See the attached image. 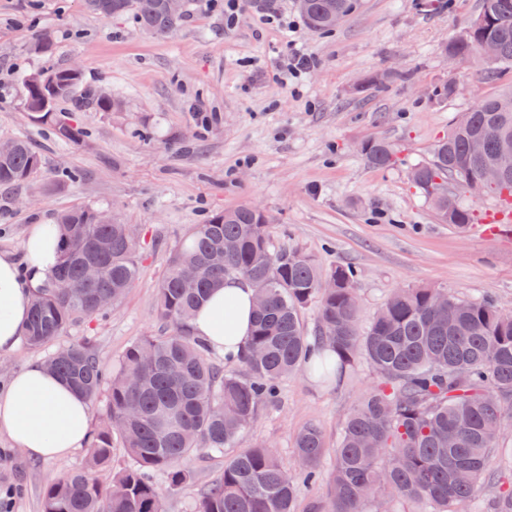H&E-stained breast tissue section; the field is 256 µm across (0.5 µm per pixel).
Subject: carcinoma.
I'll return each mask as SVG.
<instances>
[{"label":"carcinoma","instance_id":"1","mask_svg":"<svg viewBox=\"0 0 512 512\" xmlns=\"http://www.w3.org/2000/svg\"><path fill=\"white\" fill-rule=\"evenodd\" d=\"M85 5L102 18L132 14L143 31L158 36L172 33L179 22L163 0ZM355 7V0H305L302 14L309 28L325 33ZM480 14L483 27H467L444 52L469 58L479 54L481 42L494 41L497 57L482 74L495 81L512 71V0H482ZM51 73L59 91L48 111H38L40 100L28 83L23 105L57 139L84 138L82 128L60 114L64 101L77 98L99 112L118 109L112 97L82 85V75L69 68L53 67ZM477 137L484 142L480 156L470 151ZM504 137L512 138V92L483 98L435 146L432 160L415 166L413 184L441 223H472V212L444 190V179L469 189L470 179L496 158ZM13 144L10 153L0 154V187L23 183L42 169L29 142ZM363 156L375 168L395 163L394 148L384 139L365 142ZM98 213L81 206L58 214L59 261L49 281L34 289L27 347L38 349L72 324L106 312L98 298L109 296L115 305L136 281L135 227L99 224ZM92 260L101 268L94 284L84 274ZM227 279L249 281L264 299L254 312L248 351L238 359L245 377L224 373L212 351L189 334L197 307ZM354 279L350 266L323 271L299 250L274 248L267 216L254 207L215 211L193 225L172 249L157 287V319L171 333L132 341L108 380L87 341L66 343L45 360L90 403L107 394V415L92 435L87 467L47 486L42 512H164L153 473L163 471L169 487H181L191 478L185 461L236 441L258 407L274 401L281 380L304 368L330 383L356 357L372 368L376 381L343 423L328 505L317 503L311 512H370L368 505L381 501L384 512H392L399 500L417 501L425 505L423 512H467L485 487L500 482L489 460L512 418V316L491 300L427 286L399 288L362 330ZM324 280L336 287L320 288ZM439 291L447 296L441 307L433 302ZM315 298L320 325L310 336L301 313ZM115 435L131 463L104 485L96 472L111 463ZM294 448L293 471L265 445L225 460L222 478L203 491L197 512H295L298 485L318 478L316 467L326 452L321 428H301Z\"/></svg>","mask_w":512,"mask_h":512}]
</instances>
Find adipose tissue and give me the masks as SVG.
I'll use <instances>...</instances> for the list:
<instances>
[{"mask_svg": "<svg viewBox=\"0 0 512 512\" xmlns=\"http://www.w3.org/2000/svg\"><path fill=\"white\" fill-rule=\"evenodd\" d=\"M57 237L56 225L30 228L25 278L11 256L0 254V354L13 352L21 342L33 290L58 263ZM253 300L249 283L226 280L197 309L190 330L214 351L240 355L250 341ZM90 424L89 402L41 363H30L0 391V435L31 457L60 458L83 447L90 438Z\"/></svg>", "mask_w": 512, "mask_h": 512, "instance_id": "obj_1", "label": "adipose tissue"}]
</instances>
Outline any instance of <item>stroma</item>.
I'll return each mask as SVG.
<instances>
[{
	"label": "stroma",
	"mask_w": 512,
	"mask_h": 512,
	"mask_svg": "<svg viewBox=\"0 0 512 512\" xmlns=\"http://www.w3.org/2000/svg\"><path fill=\"white\" fill-rule=\"evenodd\" d=\"M418 2L357 0L336 30L320 34L308 28L296 0H277L274 22L260 13L259 0H245L229 29L219 0H187L176 31L156 36L133 15H94L84 0H0V138L29 140L44 157L29 180L0 188V253L22 259L31 225L76 206L112 210L140 229L139 278L121 302L71 325L60 340L1 355L0 388L62 343L90 341L110 369L135 339L165 334L155 301L171 249L211 212L243 205L270 216L275 248L300 250L325 269L353 267L361 325L395 289L420 286L490 299L512 312V222L495 220L497 200L447 181L474 221L444 224L409 178L461 113L512 87V73L489 83L478 61L451 60L443 51L481 0H440L435 10ZM42 38L49 52L35 51ZM296 46L317 65L280 84L276 63ZM73 64L121 105L97 112L63 104L85 133L77 144L58 141L33 121L22 88L26 73ZM374 73L387 77L381 88L363 84ZM444 84L453 94L435 99ZM373 138L394 145V166L365 161L360 147ZM374 382L360 359L337 383L303 371L284 379L277 400L260 406L232 445L192 458L187 484L170 490L166 474H155L165 512H195L225 459L254 445L269 446L295 467L293 437L314 423L329 452L317 466L319 480L297 493L295 512H308L326 500L331 450ZM87 458L82 447L35 459L1 435L0 482L18 488L10 512H41L43 488L84 468Z\"/></svg>",
	"instance_id": "35a3bbf8"
}]
</instances>
